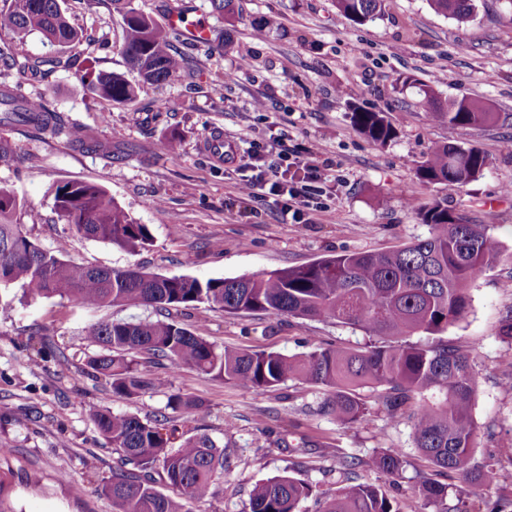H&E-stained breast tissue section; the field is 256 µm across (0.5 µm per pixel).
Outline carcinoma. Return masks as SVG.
Listing matches in <instances>:
<instances>
[{
    "label": "carcinoma",
    "instance_id": "1",
    "mask_svg": "<svg viewBox=\"0 0 512 512\" xmlns=\"http://www.w3.org/2000/svg\"><path fill=\"white\" fill-rule=\"evenodd\" d=\"M124 13L121 53L141 82L161 84L182 68L186 52L174 45L177 32L131 6V0H112ZM336 8L362 24L381 14L385 0H335ZM430 8L459 22L472 18L473 0H428ZM0 32L15 40L33 33L61 47L80 41L67 21L60 0H9L0 9ZM53 72L70 62L60 57L20 64L6 46L0 47V67ZM98 97L126 103L135 87L120 73H102L91 81ZM16 93L0 96V123L31 128L50 138L64 137L78 146L96 144L90 130L67 125L41 97L14 84ZM419 106L438 123L457 128L492 125L497 113L483 102L468 98L441 100L427 86ZM356 125L373 142L384 145L394 130L380 112L353 111ZM488 157L480 150L443 144L420 162L418 173L428 183L462 188L482 173ZM54 208L70 232L116 245L136 253L152 241L150 229L140 224L102 187L81 181L56 185ZM429 234L388 252H352L309 264L235 278L201 281L187 275H160L134 265L126 268L87 266L63 259V246H41L26 221L36 215L26 210L14 192L0 185V312L12 309L4 293L19 287L26 300L58 297L86 308L143 305L154 316L137 322L121 319L90 325L87 339L100 348L89 367L109 385L112 394L136 399L149 391L169 388V376L148 377L136 366V357L148 355L168 362V369L199 373L248 389L278 386L301 380L331 388L320 411L348 428L361 425L372 404L356 395L358 387L380 388L377 404L387 415H403L410 406L413 437L419 448L446 473L463 482L484 485L508 481L501 469L469 468L474 443L471 402L476 373L469 354L448 341V327L465 317L471 297L469 283L500 262L502 246L491 224H468L441 201L418 207ZM228 314L261 313L269 318L289 317L329 322L358 329L371 337L361 349L317 346L301 356L277 351L220 349L173 316L179 308L200 305ZM425 335L428 342L411 341ZM167 407L183 424L194 420L201 404L181 393L168 395ZM98 434L120 455V464L95 491L112 500L115 512H187L186 503L212 496L224 478V450L206 434L178 439L171 418H142L116 414L98 405L87 409ZM362 464L389 476L404 470L403 453L389 448L362 461H340L343 485L325 501L322 512H405L403 504L381 488L357 482ZM177 491L170 497L158 489ZM312 495L310 484L292 476L263 480L254 487L248 512H298ZM415 496L436 512H471L468 495L460 488L422 476Z\"/></svg>",
    "mask_w": 512,
    "mask_h": 512
}]
</instances>
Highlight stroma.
Returning a JSON list of instances; mask_svg holds the SVG:
<instances>
[{
  "mask_svg": "<svg viewBox=\"0 0 512 512\" xmlns=\"http://www.w3.org/2000/svg\"><path fill=\"white\" fill-rule=\"evenodd\" d=\"M190 20H206L222 50L200 45L182 72L156 86L137 84L132 102L96 97L86 85L101 73H127L120 52L124 20L112 0H65L80 44L60 48L37 34L14 43L18 62L71 58L47 78L12 70L28 92L44 96L65 121L94 129L98 147L79 149L66 139L0 126L17 159L0 162V184L38 212L31 233L46 248L65 243V259L96 267L183 274L202 280L235 278L304 265L355 251H387L427 236L419 206L441 200L471 224L493 225L504 261L470 284L471 308L447 336L471 356L477 385L471 464L512 471V382L500 362L512 345L500 337L503 312L512 307V5L474 0L473 18L461 23L434 13L426 0H387L384 15L358 25L334 0H240L234 21L212 11L210 0H183ZM279 21L265 36L254 30ZM232 81H225L226 72ZM412 84H403V77ZM441 99L482 100L500 119L490 126L453 128L418 107L420 85ZM262 100L264 111L253 108ZM383 112L395 130L387 144L367 138L352 119L354 108ZM245 150L251 139L287 136L290 145L319 151L332 163V196L309 223H282L272 199L242 202L241 168L214 163L200 148L211 132ZM454 142L485 153L490 165L468 185L453 189L422 181L418 165L438 145ZM102 186L139 223L152 243L138 253L69 234L54 210L53 188L66 181ZM145 306L93 311L59 298L14 302L0 317L1 505L5 512H112L95 493L118 455L94 430L88 404L116 413L154 417L167 395L129 400L112 395L88 360L98 348L87 340L100 319L151 316ZM191 331L220 348L268 349L289 356L328 343L359 349L358 330L307 319L277 322L253 313L229 315L199 307L182 317ZM173 390L196 399V424L224 445L229 468L215 496L188 503L189 512H244L261 480L290 474L310 483L300 512H321L341 485L339 460L362 459L360 482L402 500L407 512H432L416 502V474L436 469L416 448L409 418L375 411L362 426L346 428L319 413L324 388L290 380L249 390L184 369ZM314 441L303 453V441ZM386 448L406 460L392 480L364 462ZM306 468H297L298 460ZM84 485L83 494L73 491Z\"/></svg>",
  "mask_w": 512,
  "mask_h": 512,
  "instance_id": "obj_1",
  "label": "stroma"
}]
</instances>
